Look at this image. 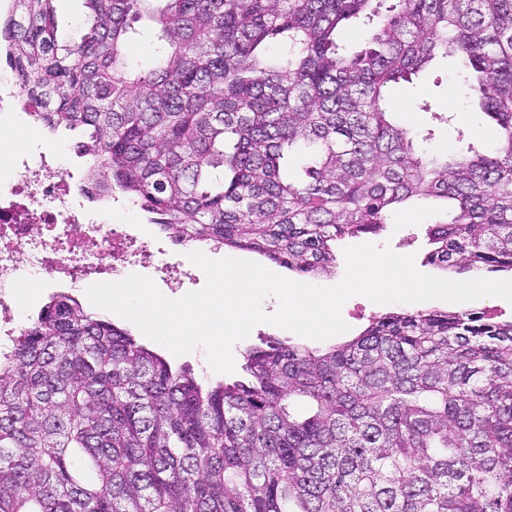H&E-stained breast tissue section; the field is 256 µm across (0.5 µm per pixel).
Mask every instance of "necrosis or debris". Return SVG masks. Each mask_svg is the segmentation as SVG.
<instances>
[{
  "mask_svg": "<svg viewBox=\"0 0 512 512\" xmlns=\"http://www.w3.org/2000/svg\"><path fill=\"white\" fill-rule=\"evenodd\" d=\"M0 154L16 170L15 180L0 186L2 360L20 332V288L47 276L70 288L92 275L118 280L143 253L124 226L110 222L111 195L87 204L80 177L61 170L55 155L25 149L18 139H0Z\"/></svg>",
  "mask_w": 512,
  "mask_h": 512,
  "instance_id": "obj_1",
  "label": "necrosis or debris"
}]
</instances>
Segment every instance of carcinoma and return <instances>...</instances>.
<instances>
[{"label":"carcinoma","mask_w":512,"mask_h":512,"mask_svg":"<svg viewBox=\"0 0 512 512\" xmlns=\"http://www.w3.org/2000/svg\"><path fill=\"white\" fill-rule=\"evenodd\" d=\"M54 2L0 23L29 115L83 131L90 178L177 241L317 278L337 241L432 201L426 264L512 274V0H85L64 44ZM439 56L464 61L491 152L460 132L424 154L389 109ZM244 360L249 379L203 385L53 294L0 361V512H512V320L386 313Z\"/></svg>","instance_id":"obj_1"}]
</instances>
